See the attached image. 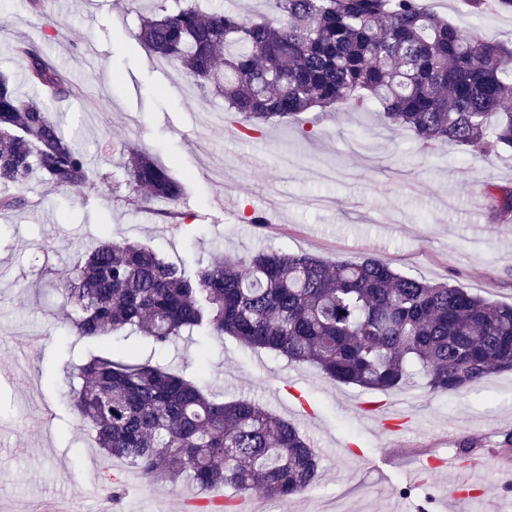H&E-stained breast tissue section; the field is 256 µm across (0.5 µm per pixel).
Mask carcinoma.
<instances>
[{"mask_svg":"<svg viewBox=\"0 0 512 512\" xmlns=\"http://www.w3.org/2000/svg\"><path fill=\"white\" fill-rule=\"evenodd\" d=\"M139 38L178 64L201 92H222L227 111L256 133L318 109L375 107L381 120L423 144L491 154L512 148V41L471 36L420 0H267L273 16L246 18L193 0H152ZM18 94L0 76V209L31 202L18 189L39 174L58 187L94 186L73 134L49 112L75 92L27 46ZM139 206L175 204L183 183L144 153L124 160ZM512 214V189L488 193ZM59 289L78 336L130 331L164 349L183 333L230 336L317 366L329 378L395 392L424 381L432 394L461 393L494 372L512 371V304H497L366 257L328 262L309 254L258 251L245 259L173 264L145 245L102 239L76 253ZM76 419L109 458L148 480L201 489L231 484L286 500L316 482L319 456L292 423L259 404L216 398L132 354L96 355L76 367Z\"/></svg>","mask_w":512,"mask_h":512,"instance_id":"1","label":"carcinoma"}]
</instances>
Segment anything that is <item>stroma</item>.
<instances>
[{"label":"stroma","mask_w":512,"mask_h":512,"mask_svg":"<svg viewBox=\"0 0 512 512\" xmlns=\"http://www.w3.org/2000/svg\"><path fill=\"white\" fill-rule=\"evenodd\" d=\"M423 2L479 37L512 39L510 12ZM143 8L142 0H46L41 18L29 0H0V72L31 94L18 52L25 43L78 89L58 108L95 182L78 194L34 179L21 189L29 208L0 210V512H103L101 489L112 484L126 495L112 512H128L137 493L142 512H182L184 499L202 500L186 482H149L124 461L106 460L75 422L67 396L76 365L124 351L201 376L225 399L255 400L311 440L321 461L314 488L275 503L251 491L256 512H400L425 502L428 512H464L442 486L466 482L479 466L487 472L476 489L483 512H512V451L500 446L512 431V372L460 394L418 386L385 395L420 417L390 437L359 407L369 392L229 336L204 346L202 366L194 335L158 351L127 332L104 340L70 333L56 285L76 252L105 237L144 244L176 264L260 249L329 261L376 256L399 272L512 303V221L486 206L488 192L512 188L511 152L425 148L410 131L351 106L243 136L223 96L202 95L141 44ZM109 140L148 152L183 183V224L161 223L167 202L138 208L115 197L113 184L126 176L121 155L105 148ZM262 208L275 222L248 223ZM431 457L453 458L456 471L425 470Z\"/></svg>","instance_id":"obj_1"}]
</instances>
